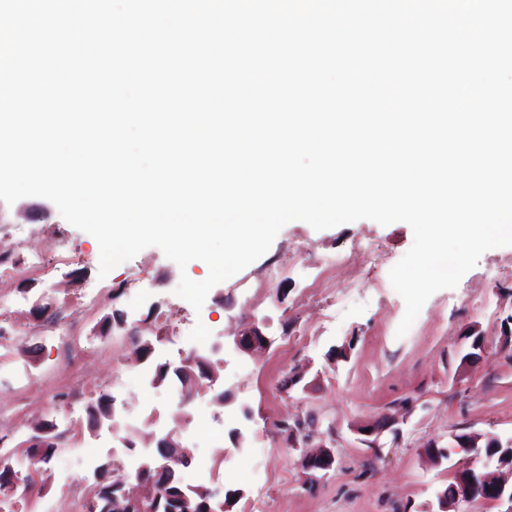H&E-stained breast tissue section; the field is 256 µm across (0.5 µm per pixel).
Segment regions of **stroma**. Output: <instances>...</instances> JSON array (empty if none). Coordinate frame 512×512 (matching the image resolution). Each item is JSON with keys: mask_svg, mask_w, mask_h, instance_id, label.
<instances>
[{"mask_svg": "<svg viewBox=\"0 0 512 512\" xmlns=\"http://www.w3.org/2000/svg\"><path fill=\"white\" fill-rule=\"evenodd\" d=\"M413 239L405 223L362 219L317 231L293 221L197 311L174 290L181 276L204 278L198 261L182 269L149 247L102 278L96 239L52 202H0V253L16 261L11 276L0 277L8 327L0 336V436L15 452L39 422H56L65 434L49 462L29 464L36 485L14 512H74V498L92 497L102 464L107 480L135 488L137 454L156 455L157 439L171 430L192 457L183 483L244 490L233 512H425L470 465L453 448L454 435L512 438V344L502 343L512 324V246L486 251L455 288L434 293L400 338L405 303L389 272ZM367 240L376 254L356 252ZM33 254L43 269L28 265ZM73 270L85 273L75 284L67 278ZM40 298L61 306L60 321L32 319ZM114 309L138 322V337L100 336L101 318ZM251 325L267 344L239 353L233 340ZM159 332L167 343L139 361L137 339ZM474 334L486 349L470 361ZM203 341L221 347L214 390L183 392L172 374L150 383L156 364L179 366ZM76 353L90 363L76 367ZM298 369L305 377L296 385ZM103 390L116 399L115 416L92 431L85 407ZM385 416L392 426L367 443L360 427ZM307 418L314 424L305 444L275 428ZM236 429L244 443L232 438ZM431 441L447 448L446 458L427 457ZM309 443L337 456L315 486L300 467Z\"/></svg>", "mask_w": 512, "mask_h": 512, "instance_id": "1", "label": "stroma"}]
</instances>
